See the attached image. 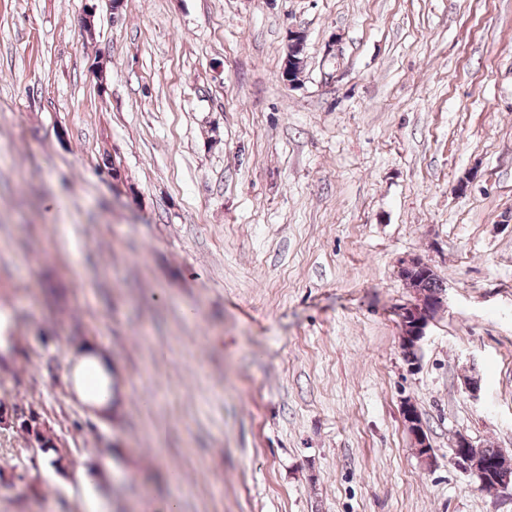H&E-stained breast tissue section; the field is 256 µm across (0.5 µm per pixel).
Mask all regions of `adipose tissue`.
Segmentation results:
<instances>
[{
  "label": "adipose tissue",
  "instance_id": "1",
  "mask_svg": "<svg viewBox=\"0 0 512 512\" xmlns=\"http://www.w3.org/2000/svg\"><path fill=\"white\" fill-rule=\"evenodd\" d=\"M75 390L79 398L102 415L112 413V369L108 356L88 347L78 356Z\"/></svg>",
  "mask_w": 512,
  "mask_h": 512
}]
</instances>
